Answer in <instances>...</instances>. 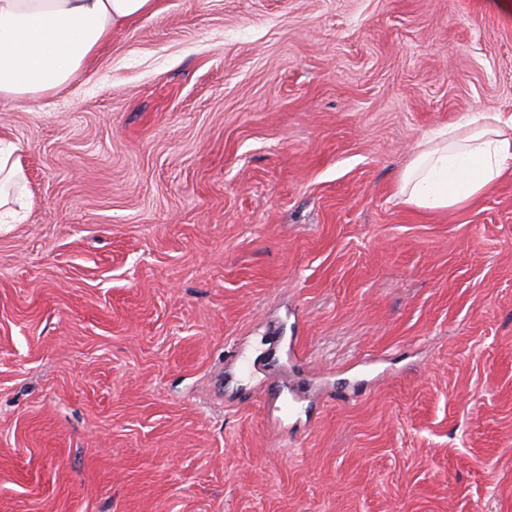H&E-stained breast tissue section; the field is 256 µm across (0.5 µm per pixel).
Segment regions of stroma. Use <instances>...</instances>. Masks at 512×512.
I'll list each match as a JSON object with an SVG mask.
<instances>
[{
    "mask_svg": "<svg viewBox=\"0 0 512 512\" xmlns=\"http://www.w3.org/2000/svg\"><path fill=\"white\" fill-rule=\"evenodd\" d=\"M472 112L512 0H157L0 99V512H512V171L395 196ZM19 147L0 136V224H18L20 213L30 203L27 176Z\"/></svg>",
    "mask_w": 512,
    "mask_h": 512,
    "instance_id": "1",
    "label": "stroma"
}]
</instances>
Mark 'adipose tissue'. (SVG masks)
Returning a JSON list of instances; mask_svg holds the SVG:
<instances>
[{
    "label": "adipose tissue",
    "mask_w": 512,
    "mask_h": 512,
    "mask_svg": "<svg viewBox=\"0 0 512 512\" xmlns=\"http://www.w3.org/2000/svg\"><path fill=\"white\" fill-rule=\"evenodd\" d=\"M155 0H0V99L36 98L70 83L113 29ZM512 170V114L476 112L424 136L396 195L420 212L468 205ZM30 203L13 140L0 136V224L20 223Z\"/></svg>",
    "instance_id": "adipose-tissue-1"
}]
</instances>
